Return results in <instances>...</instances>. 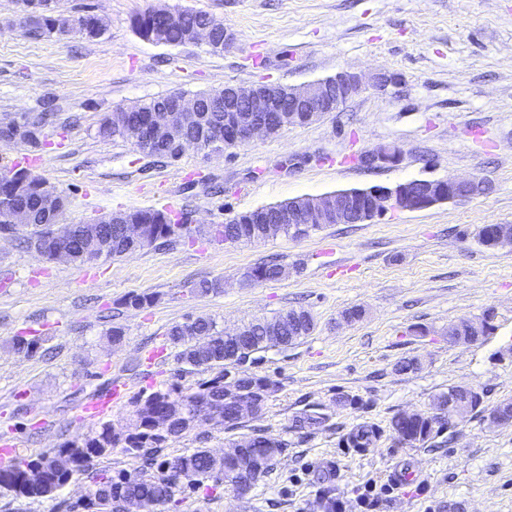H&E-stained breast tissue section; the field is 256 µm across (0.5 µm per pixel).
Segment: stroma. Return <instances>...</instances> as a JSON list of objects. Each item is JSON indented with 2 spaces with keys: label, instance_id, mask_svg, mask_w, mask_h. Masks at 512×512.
<instances>
[{
  "label": "stroma",
  "instance_id": "stroma-1",
  "mask_svg": "<svg viewBox=\"0 0 512 512\" xmlns=\"http://www.w3.org/2000/svg\"><path fill=\"white\" fill-rule=\"evenodd\" d=\"M154 7L206 12L231 38L220 53L143 40L132 20ZM58 8L99 15L105 33L35 41L15 0H0V116L56 111L43 145L0 146V167L28 166L64 195L62 223L163 209L184 216L188 230L171 245L84 265L38 256L24 229L0 232V442H12L14 459L94 432L77 409L114 375L130 384L109 415L123 424L140 391L175 381L189 394L211 378L203 368L180 372L173 325L208 316L236 328L301 307L314 318L312 334L243 366L276 384L265 410L233 430L199 424L163 452L219 454L260 429L288 443L273 470L246 495L208 480L157 512H329L334 501L363 512L364 488L394 485L400 469L415 471L412 484L378 495L370 512H512V425L490 418L512 399V244L489 250L475 237L478 226L512 224V0H58ZM340 71L362 75L364 87L336 111L221 153L191 149L161 163L98 134L116 109L157 96L302 85ZM379 73L394 83L377 89ZM389 144L403 152L398 165L361 164ZM448 176H479L491 190L326 224L302 239L224 244L202 232L299 196ZM272 257L285 277L243 281ZM203 279L224 287L193 293ZM132 293L154 302L124 306ZM351 308L362 317L344 321ZM488 308L497 314L489 336L449 342L450 323ZM17 336L39 337V351L15 350ZM410 356L421 369L396 373ZM451 386L483 391L482 410L434 444H399L392 417L432 414L433 396ZM312 405L325 406L326 422L295 429ZM364 421L378 427L377 446L348 447L347 433Z\"/></svg>",
  "mask_w": 512,
  "mask_h": 512
}]
</instances>
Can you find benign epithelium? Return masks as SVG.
I'll return each instance as SVG.
<instances>
[{
	"instance_id": "7a95c632",
	"label": "benign epithelium",
	"mask_w": 512,
	"mask_h": 512,
	"mask_svg": "<svg viewBox=\"0 0 512 512\" xmlns=\"http://www.w3.org/2000/svg\"><path fill=\"white\" fill-rule=\"evenodd\" d=\"M21 24L28 22L34 13L53 14L56 0H35L29 4L25 0L17 2ZM221 25L212 24L189 34L188 43L204 44L209 50L222 52L229 39H219ZM58 36L85 32L84 22L76 17L62 15L57 22ZM362 77L348 72H340L332 77L302 86L256 85L250 88L226 85L214 96L224 98V126L207 121L195 97L181 95L174 101L158 107L149 120L138 129L130 132L129 141L135 146L150 147L167 142H182L184 148L201 149L195 141H185V132L190 128H203L202 137L213 143H224V148L241 147L260 137L276 134L291 125H304L315 121L327 112L335 111L349 98L362 90ZM37 119L32 115L22 118L6 117L0 120V143L17 145L20 143L22 124L35 127ZM402 151L396 145L381 147L360 157V162L371 169L393 167L400 163ZM489 183L478 177H448L442 179H415L394 186L373 185L364 189H349L321 196H303L297 201H288V206L273 211L271 223L298 224H362L397 207L407 211H420L439 203L460 201L485 194ZM122 235L137 246H146L150 237L142 224L121 225ZM456 327L465 326L468 336L448 335L453 343H474L480 336L489 333L488 326L461 320ZM239 373L228 374V391L233 395L232 403L238 416H257L262 413V402L240 392L235 385ZM220 409L208 404H200L189 409L188 424L193 425L203 419L216 423L221 419Z\"/></svg>"
}]
</instances>
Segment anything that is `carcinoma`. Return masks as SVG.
Returning <instances> with one entry per match:
<instances>
[{
	"instance_id": "carcinoma-1",
	"label": "carcinoma",
	"mask_w": 512,
	"mask_h": 512,
	"mask_svg": "<svg viewBox=\"0 0 512 512\" xmlns=\"http://www.w3.org/2000/svg\"><path fill=\"white\" fill-rule=\"evenodd\" d=\"M212 16L188 9L179 11V20L172 22L168 18L149 11L138 15L133 22L137 33H145V40H150V33H155L153 42L170 46H183L188 33L197 25L209 22ZM56 19L52 14H45L32 27L28 28V36L33 39L51 38ZM173 96L167 95L150 101L135 104L127 110L126 126H135L146 120L155 106ZM25 168L14 165L0 168V207L20 205L29 214L28 227L31 228L27 238V247L47 259L52 258L51 246L56 243L64 245L68 251L69 260L84 264L93 255L90 244V233L99 228L110 239V247L105 257L114 259L137 250V247L127 242L118 230L110 224H61L59 217L62 211L50 213L45 209L44 198L47 194L46 182L36 183L24 175ZM126 222L145 224L152 236V243L158 246L169 245L181 237V224H173L167 212L154 209H138L125 212ZM209 233L224 242L238 241L234 224H214ZM253 272L261 273V282L279 280L284 275V266L276 261L265 262L251 268ZM192 327L196 334L210 339V344L204 349H198L192 344L184 345L177 354L179 363L192 368H204L215 371V375L198 383L197 389L189 394H182L180 386L172 383L165 388H158L149 393L143 392L135 399V406H146L154 414L170 420V429L175 433L185 432L188 427L181 416V407L190 408L193 405L208 400H224V378L227 376V366H239L247 360L256 359V355L272 348H286L298 343L310 335L315 323L309 311L303 308H291L282 311L270 319H255L242 326L247 337L225 346L224 329L217 322L206 316L192 318ZM465 398L464 388L452 386L448 391L438 394L433 399V405L442 411V416L428 420L423 417H405L401 414L393 417L391 425L398 437L410 446L424 445L445 428L457 423V419L445 411L448 398ZM325 420V415L313 408L294 419V427L299 429L316 427ZM379 438V429L368 422L354 426L347 434L348 445L352 448H373ZM170 439L154 427L142 420L133 431L126 432L124 428L115 426L112 421H103L99 429L89 435L61 443L49 455H42L36 461L50 462L52 458L68 448H121L125 453L140 457L143 467L135 472L119 471L115 475L93 477L90 486L93 494L90 502L84 506L79 503L68 504V512H91L93 506L101 505V501L112 502V507H118L117 500L121 498H141L145 501L166 503L184 499L187 490L194 489L206 479H212L229 489L237 487L242 482L252 485L271 470L276 458L287 447L285 440L256 430L252 435L238 442L240 454L235 459L219 460L204 447L195 448L179 456L184 476L176 482L171 479L167 465L168 461L159 460L163 448L167 447ZM32 463V460H21L0 470V497L13 500L31 499L51 495L60 489V482L40 489H20L19 470Z\"/></svg>"
}]
</instances>
